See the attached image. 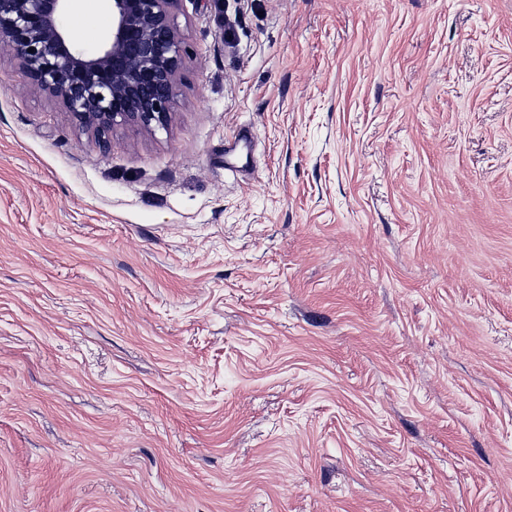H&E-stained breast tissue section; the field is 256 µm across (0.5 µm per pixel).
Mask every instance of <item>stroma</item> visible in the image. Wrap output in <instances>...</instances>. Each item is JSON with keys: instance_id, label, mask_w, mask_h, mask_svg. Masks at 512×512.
<instances>
[{"instance_id": "stroma-1", "label": "stroma", "mask_w": 512, "mask_h": 512, "mask_svg": "<svg viewBox=\"0 0 512 512\" xmlns=\"http://www.w3.org/2000/svg\"><path fill=\"white\" fill-rule=\"evenodd\" d=\"M173 20L106 148L0 42V512H512V0Z\"/></svg>"}]
</instances>
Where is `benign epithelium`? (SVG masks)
<instances>
[{
	"label": "benign epithelium",
	"mask_w": 512,
	"mask_h": 512,
	"mask_svg": "<svg viewBox=\"0 0 512 512\" xmlns=\"http://www.w3.org/2000/svg\"><path fill=\"white\" fill-rule=\"evenodd\" d=\"M70 2L0 0V41L31 86L104 146L117 126H166L186 52L173 20L177 0H112L111 31L90 53L61 24Z\"/></svg>",
	"instance_id": "7a95c632"
}]
</instances>
